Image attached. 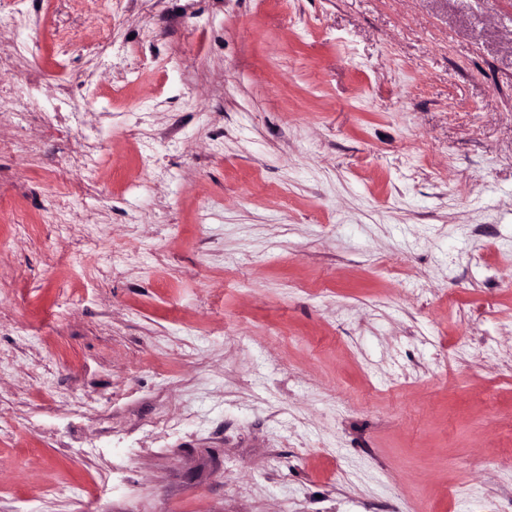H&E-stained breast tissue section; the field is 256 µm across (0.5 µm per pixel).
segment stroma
Instances as JSON below:
<instances>
[{
	"instance_id": "1",
	"label": "stroma",
	"mask_w": 512,
	"mask_h": 512,
	"mask_svg": "<svg viewBox=\"0 0 512 512\" xmlns=\"http://www.w3.org/2000/svg\"><path fill=\"white\" fill-rule=\"evenodd\" d=\"M0 49V512H512V0H0Z\"/></svg>"
}]
</instances>
